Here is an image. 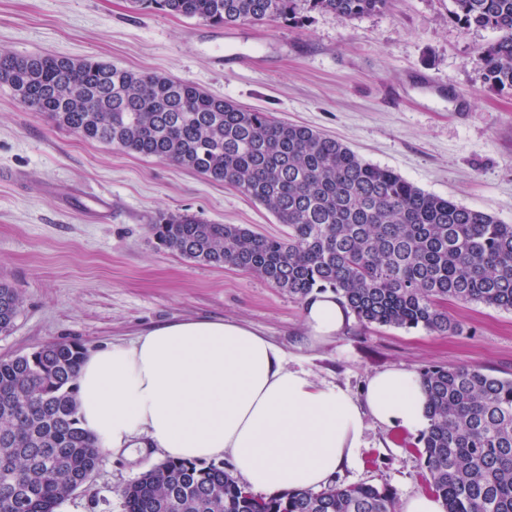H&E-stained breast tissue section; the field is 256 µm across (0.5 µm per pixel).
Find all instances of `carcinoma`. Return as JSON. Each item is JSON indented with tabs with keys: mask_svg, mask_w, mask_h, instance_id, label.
Masks as SVG:
<instances>
[{
	"mask_svg": "<svg viewBox=\"0 0 512 512\" xmlns=\"http://www.w3.org/2000/svg\"><path fill=\"white\" fill-rule=\"evenodd\" d=\"M212 25L348 20L388 0H130ZM464 29L498 37L475 51L484 79L512 91V0H452ZM0 83L80 137L230 184L288 226L283 238L190 214H162L157 244L202 265L255 273L305 301L332 290L364 326L460 335L443 304L512 311V224L430 194L342 142L216 98L172 77L96 60L0 50ZM20 291L0 282V332ZM84 348L66 341L0 360V512H56L96 470L100 448L77 414ZM431 415L420 434L446 512H512V378L466 366L420 370ZM126 512H396L387 486L257 496L221 464L168 459L123 491Z\"/></svg>",
	"mask_w": 512,
	"mask_h": 512,
	"instance_id": "obj_1",
	"label": "carcinoma"
}]
</instances>
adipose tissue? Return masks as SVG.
Here are the masks:
<instances>
[{
    "instance_id": "obj_1",
    "label": "adipose tissue",
    "mask_w": 512,
    "mask_h": 512,
    "mask_svg": "<svg viewBox=\"0 0 512 512\" xmlns=\"http://www.w3.org/2000/svg\"><path fill=\"white\" fill-rule=\"evenodd\" d=\"M303 319L314 346L343 331L351 314L336 296L317 295ZM77 386L81 425L98 448L226 457L247 487L270 495L326 489L370 426L417 433L429 423L418 372L386 369L357 393L318 383L231 320L175 322L90 352Z\"/></svg>"
}]
</instances>
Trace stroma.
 <instances>
[{
    "label": "stroma",
    "instance_id": "1",
    "mask_svg": "<svg viewBox=\"0 0 512 512\" xmlns=\"http://www.w3.org/2000/svg\"><path fill=\"white\" fill-rule=\"evenodd\" d=\"M451 8L389 0L349 20L313 11L296 27H224L135 13L128 0H0V48L174 77L317 130L426 192L512 224V92L487 84L472 61L493 32L461 28ZM236 56L247 66L228 67ZM99 199L111 219L91 214ZM161 213L288 231L238 189L83 139L0 84V282L23 295L13 329L0 333V359L54 341L93 350L174 321L225 319L279 345L288 367L354 392L391 367L470 366L512 378V312L452 303L458 336L355 321L311 349L302 301L258 275L158 248L150 226ZM419 449L418 434L371 428L336 480L414 495L428 488ZM159 461L149 449L102 451L92 479L66 497L68 512H125L124 487Z\"/></svg>",
    "mask_w": 512,
    "mask_h": 512
}]
</instances>
